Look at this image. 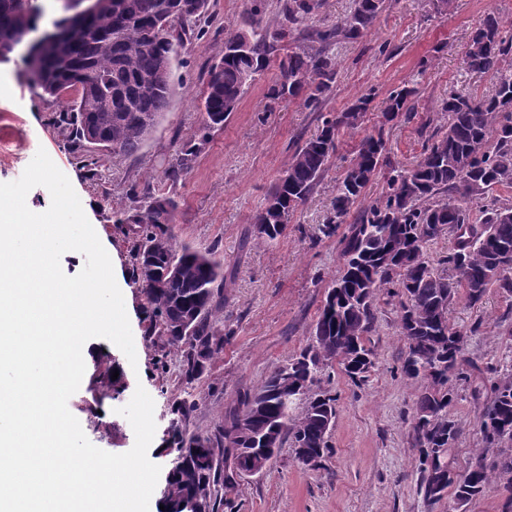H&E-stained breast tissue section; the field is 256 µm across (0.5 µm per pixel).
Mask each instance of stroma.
Instances as JSON below:
<instances>
[{
    "label": "stroma",
    "mask_w": 512,
    "mask_h": 512,
    "mask_svg": "<svg viewBox=\"0 0 512 512\" xmlns=\"http://www.w3.org/2000/svg\"><path fill=\"white\" fill-rule=\"evenodd\" d=\"M250 7V0H207L200 35L188 36L173 65L170 107L152 136L130 155L92 147L73 152L67 129L57 121L63 104L37 96L19 56L0 63V138L12 144L10 157L0 161V183L18 180L37 151L45 150L78 197L93 201L87 219L117 253L122 271L130 269L132 239L113 214L128 206L133 194L144 192L176 201V245L211 250L221 259L224 323L233 336L223 359L192 388L199 407L190 429L203 435L223 424L224 410L239 390L258 387L310 343L327 288L342 270L340 237L362 207L351 208L338 236L320 238L319 227L333 215L336 187L363 137L382 131L388 160L412 165L445 122L443 99L452 93L488 95L494 89L490 76L470 73L463 63L472 33L490 12L512 31V0H454L445 12L437 11L436 0H385L362 37H342L330 46L336 78L317 107H304L297 99L272 100L280 59L290 48H310L314 30L341 24L353 8V0H323L318 16L298 25L294 43L277 46L223 126L210 131L192 170L167 176L174 154L199 134V103L210 69L224 54L227 31L243 27ZM403 87L414 91L411 112L385 121L387 97ZM367 94L373 97L368 111L357 129L340 133L323 177L292 216L287 234L272 243L253 237L254 216L296 149L320 132L325 119ZM122 294L137 361L129 363L107 339H89L90 358L68 408L93 445L121 454L133 447L135 435L118 410L137 387H144L154 401L156 422L148 457L165 469L171 460L170 404L182 391L174 373L163 372L162 353L146 336L142 294L130 282ZM396 305V299L380 294L369 336L376 365L364 382L353 383L336 362L320 376L321 386L335 392L337 408L331 450L322 464H302L292 448L283 447L262 472L239 480L219 512H447V502L427 505L417 488L413 419L420 383L402 371L407 343L398 331ZM448 320L465 332V352L485 379L512 373V299L499 288H489L475 306L458 298ZM111 360L124 370L126 387L117 394L92 382L97 365ZM456 390L448 413L459 426L452 458L462 472L483 443L468 381H457Z\"/></svg>",
    "instance_id": "obj_1"
}]
</instances>
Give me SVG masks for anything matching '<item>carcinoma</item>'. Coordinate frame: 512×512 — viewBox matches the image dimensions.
Returning a JSON list of instances; mask_svg holds the SVG:
<instances>
[{"mask_svg":"<svg viewBox=\"0 0 512 512\" xmlns=\"http://www.w3.org/2000/svg\"><path fill=\"white\" fill-rule=\"evenodd\" d=\"M90 17L69 27L65 37L28 69L29 85L41 96L58 100L66 93V111L59 122L70 130L74 150L94 145L112 154L137 152L168 111L174 93L172 68L184 49V36L200 21L207 0H189V8L174 13L175 0H98ZM320 0H287L286 24L260 30V21L239 29L224 43L249 42L246 54L224 53L212 66L202 98L203 125H223L270 50L292 40L293 27L312 18ZM384 0H354L342 25L316 31L319 46L293 51L279 62L272 98L318 103L330 87L336 62L328 47L339 35L356 39L374 23ZM35 0H0V60L7 61L25 43L27 31L39 20ZM464 63L495 80L490 95H451L441 111L446 131L434 136L409 168L390 164L383 131L366 135L336 189L334 220L322 225L325 237L361 199L379 173L387 192L363 208L359 221L342 238L343 267L328 286L313 328L312 343L287 365L274 370L256 389L238 393L214 436L187 428L198 400L186 397L171 405L170 444L179 460L168 471L162 488L163 512H192L198 498L210 512L224 505L219 491L235 489L250 473L245 452L265 447L274 434L277 447L289 443L307 448L318 461L329 451L328 438L336 418V395L312 392L318 375L339 361L354 383L365 381L374 367L369 334L375 321V301L383 288L398 298V327L407 341L402 371L423 384L413 426L419 447L420 492L429 504L439 479L452 469L448 459L459 428L448 416L454 402L453 380L469 363L464 353L466 333L448 321V310L463 289L475 306L495 285L512 298V266L495 271L496 256H512V200L494 194L512 187V32L488 13L471 35ZM412 89L391 93L384 117L391 121L409 111ZM368 99H358L346 112L324 122L321 132L299 146L264 206L255 215L256 236L273 242L288 230V220L325 172L336 151L339 134L358 125ZM201 144L186 145L169 163L168 175H183L192 167ZM477 206L479 223L473 222ZM177 205L163 195L132 198L117 224L128 226L131 279L145 299L148 338L175 357L181 382L190 387L211 364L224 356L223 264L211 252L188 245L176 248L173 224ZM455 233L448 263L456 273L452 283L435 273L426 257L430 241L445 228ZM306 394L289 407L282 402L283 383ZM484 451L456 480L445 483L458 505L482 496L496 479L512 487V389L495 382L479 411ZM492 452L491 464L484 453Z\"/></svg>","mask_w":512,"mask_h":512,"instance_id":"cac0c4a2","label":"carcinoma"}]
</instances>
